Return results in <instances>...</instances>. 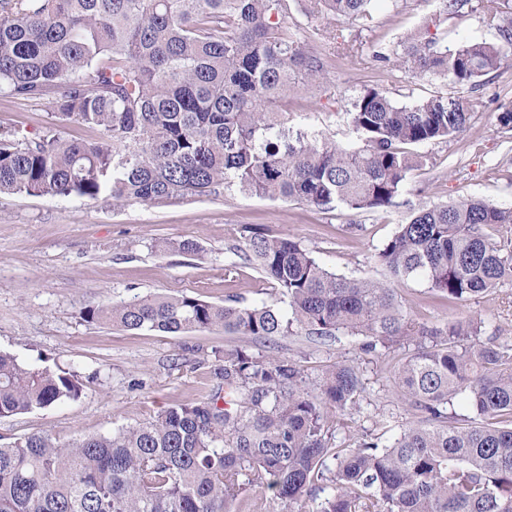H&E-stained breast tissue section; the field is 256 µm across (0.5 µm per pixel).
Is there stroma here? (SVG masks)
I'll list each match as a JSON object with an SVG mask.
<instances>
[{
    "label": "stroma",
    "instance_id": "1",
    "mask_svg": "<svg viewBox=\"0 0 512 512\" xmlns=\"http://www.w3.org/2000/svg\"><path fill=\"white\" fill-rule=\"evenodd\" d=\"M436 8L435 0H377L372 31L360 34L342 26L345 37L361 36L364 47L349 57L328 56L321 89L302 87L291 95L286 109L292 131L347 141L345 111L367 87L401 103L448 91L446 83L414 78L371 59L372 47L396 42ZM468 96L473 112L467 131L422 146L426 165L411 173L384 212H327L297 202L221 193L122 207L73 196L0 194V351L65 369L84 385L78 399L0 418V445L31 434L68 445L207 398L223 389L224 353L237 348L297 361L311 387L330 366L357 367L365 391L352 420L334 432L338 446L365 433L391 440L413 425L418 414L393 383L396 367L413 344L398 343L378 355L365 352L359 336H288L271 344L220 329L165 336L149 329L126 331L86 319L85 313L146 295L276 303L273 281L236 252L254 229L294 237L336 274L377 277L381 269L374 256L410 210L470 197L512 208V128L496 121L500 104L512 101V63L481 77ZM50 121L44 103L0 98V130L32 136ZM184 239L196 241L201 253L167 250V243ZM399 294L404 311L427 328L478 319L482 340L512 345V279L466 302L439 299L415 281L401 284Z\"/></svg>",
    "mask_w": 512,
    "mask_h": 512
}]
</instances>
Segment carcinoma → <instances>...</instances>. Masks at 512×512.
<instances>
[{
	"label": "carcinoma",
	"mask_w": 512,
	"mask_h": 512,
	"mask_svg": "<svg viewBox=\"0 0 512 512\" xmlns=\"http://www.w3.org/2000/svg\"><path fill=\"white\" fill-rule=\"evenodd\" d=\"M372 2L0 0V97L42 101L56 118L35 137L0 134V194L120 207L222 190L324 211L392 206L424 165L416 148L466 131L462 89L512 59V0H436L420 33L373 55L456 91L399 103L365 88L349 102L348 143L291 134L284 102L324 76V54L288 23L294 5L362 32L374 27ZM473 13L504 43L444 44L441 26ZM325 45L353 50L331 31ZM72 120L98 138H64ZM511 235L512 209L484 199L423 207L376 253L379 281L337 275L294 238L256 232L242 252L280 306L182 294L87 310L167 336H361L368 353L415 341L394 384L421 417L388 443L365 434L339 448L331 428L359 406L357 368L326 369L314 395L298 363L236 349L224 353L222 395L69 445L41 434L0 445V512H230L250 489L290 507L311 499L298 512H512V348L481 341L473 320L426 330L395 288L418 281L448 300L478 298L512 278ZM82 392L68 371L0 352V417ZM460 394L481 422L448 413Z\"/></svg>",
	"instance_id": "cac0c4a2"
}]
</instances>
